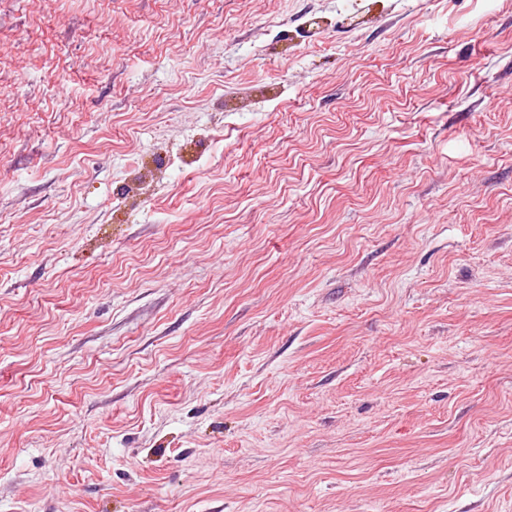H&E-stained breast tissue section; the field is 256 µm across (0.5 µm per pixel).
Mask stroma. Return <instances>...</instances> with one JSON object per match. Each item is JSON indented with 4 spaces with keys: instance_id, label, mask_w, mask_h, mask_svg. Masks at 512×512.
<instances>
[{
    "instance_id": "stroma-1",
    "label": "stroma",
    "mask_w": 512,
    "mask_h": 512,
    "mask_svg": "<svg viewBox=\"0 0 512 512\" xmlns=\"http://www.w3.org/2000/svg\"><path fill=\"white\" fill-rule=\"evenodd\" d=\"M0 512H512V0H0Z\"/></svg>"
}]
</instances>
